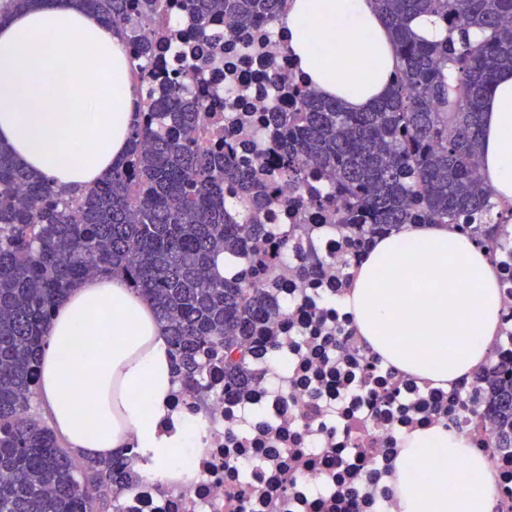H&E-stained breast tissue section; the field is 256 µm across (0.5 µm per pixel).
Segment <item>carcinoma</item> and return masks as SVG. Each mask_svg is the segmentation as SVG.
Returning <instances> with one entry per match:
<instances>
[{
    "mask_svg": "<svg viewBox=\"0 0 512 512\" xmlns=\"http://www.w3.org/2000/svg\"><path fill=\"white\" fill-rule=\"evenodd\" d=\"M38 0H0V22ZM119 28L148 58L142 38L158 0H75ZM288 0H186L200 24L276 21ZM396 69L387 97L364 112L311 90L288 89L270 117L285 135L271 169L253 170L219 143H202L212 106L190 96L199 58L155 99L144 66L130 78L141 99L124 162L102 182L59 191L0 144V512H116L139 480L120 453L89 458L61 445L33 413L38 356L58 300L92 276L120 275L147 298L169 336L179 380L202 391L224 366L225 391L248 380L258 325L275 313L244 274L220 275L215 258L245 254L266 230L271 174L285 177L283 203L323 207L305 193V165L333 177L346 200L337 230L372 239L404 224H456L496 258L512 247V206L497 208L479 170L481 107L497 74L512 68V0H375ZM431 14L465 39L429 42L411 27ZM494 447L512 449V378L491 384Z\"/></svg>",
    "mask_w": 512,
    "mask_h": 512,
    "instance_id": "carcinoma-1",
    "label": "carcinoma"
}]
</instances>
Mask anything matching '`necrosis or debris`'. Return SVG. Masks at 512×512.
<instances>
[{"instance_id": "4bbe7bcc", "label": "necrosis or debris", "mask_w": 512, "mask_h": 512, "mask_svg": "<svg viewBox=\"0 0 512 512\" xmlns=\"http://www.w3.org/2000/svg\"><path fill=\"white\" fill-rule=\"evenodd\" d=\"M164 5L171 39L149 62L158 95L177 76L185 34L196 30L180 0ZM207 34L221 50L193 91L211 102L240 159L270 166L277 134L265 117L285 107L272 75L303 82L285 40L270 23L238 28L222 17L210 20ZM344 208L338 195L323 210L273 209L263 247L275 263H235L278 307L258 338L249 383L225 394L217 366L205 394L178 386L172 411L192 427L184 468L193 477L140 479L119 512H395L379 482L400 452L399 435L455 417L466 418L474 451L488 455L500 500H512V453L493 452L495 424L472 378L442 388L395 376L366 355L351 315L337 307L344 265L360 264L368 251L338 234L333 216ZM298 224L307 238L295 235ZM309 249L325 259L313 271L303 256Z\"/></svg>"}]
</instances>
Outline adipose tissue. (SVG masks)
Returning <instances> with one entry per match:
<instances>
[{
  "label": "adipose tissue",
  "instance_id": "ef3b65f1",
  "mask_svg": "<svg viewBox=\"0 0 512 512\" xmlns=\"http://www.w3.org/2000/svg\"><path fill=\"white\" fill-rule=\"evenodd\" d=\"M309 84L361 112L393 81L395 56L371 0H288L276 22ZM123 37L72 0H45L0 25V142L57 189L88 187L126 153L136 94ZM485 182L512 203V71L483 106ZM337 302L365 349L400 376L448 386L480 371L499 329L502 289L487 248L453 224H406L376 237ZM81 342L87 355L65 352ZM38 396L70 447L108 457L137 447L148 476L166 479L185 443L166 425L176 374L168 338L121 277H93L54 308ZM436 458V478L418 468ZM465 468H458V461ZM486 457L452 424L401 438L383 487L397 512H498Z\"/></svg>",
  "mask_w": 512,
  "mask_h": 512
}]
</instances>
